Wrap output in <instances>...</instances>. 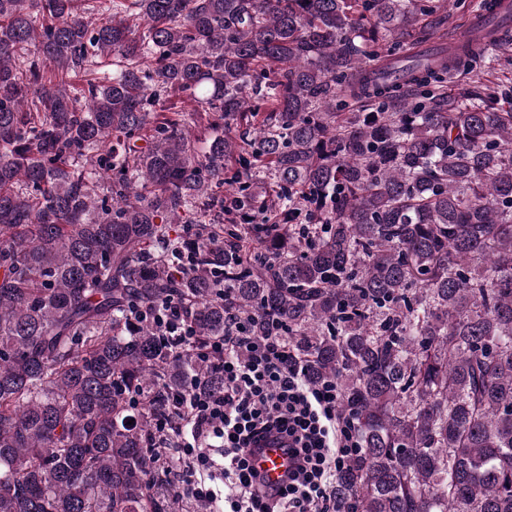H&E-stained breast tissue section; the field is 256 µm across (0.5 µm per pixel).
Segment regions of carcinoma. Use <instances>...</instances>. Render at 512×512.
<instances>
[{
  "mask_svg": "<svg viewBox=\"0 0 512 512\" xmlns=\"http://www.w3.org/2000/svg\"><path fill=\"white\" fill-rule=\"evenodd\" d=\"M448 1L0 0V512H184L229 314L336 376L347 512H512V31ZM470 16L461 17L458 14H450L448 20L446 19L444 24L440 25L437 28L436 34L434 36L438 38L444 35H448V31H458L448 36V43L467 41L470 38V33L468 30L462 29L466 27L467 20L469 19ZM150 315L160 336H169L179 343L192 339V332L186 322V310L179 300L168 298Z\"/></svg>",
  "mask_w": 512,
  "mask_h": 512,
  "instance_id": "cac0c4a2",
  "label": "carcinoma"
}]
</instances>
